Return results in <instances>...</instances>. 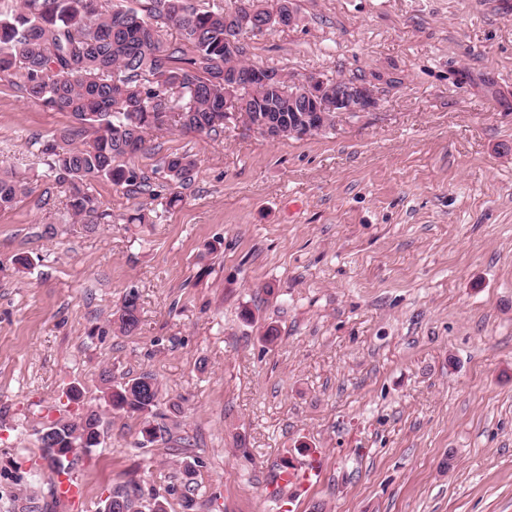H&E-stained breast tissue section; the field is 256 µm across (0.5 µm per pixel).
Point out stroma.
Returning a JSON list of instances; mask_svg holds the SVG:
<instances>
[{
	"mask_svg": "<svg viewBox=\"0 0 512 512\" xmlns=\"http://www.w3.org/2000/svg\"><path fill=\"white\" fill-rule=\"evenodd\" d=\"M291 3L241 60L359 80L376 107L301 139L150 133L132 163L155 195L96 183L92 231L35 148L70 116L0 82V166L28 189L0 212V512H99L132 481L183 512L193 459L192 512H512V0ZM183 153L198 168L167 210L158 168ZM106 371L156 378L169 441L112 412ZM89 408L104 441L62 503L39 432ZM310 459L290 505L276 476ZM116 314L119 329L129 335L134 333L139 326L138 296L135 293L127 294ZM197 463L195 460L192 462H186L184 468L182 470V481L180 493L183 499L184 508L186 510L193 509L194 499L189 495L194 496L195 492L198 490V482L196 480L197 476Z\"/></svg>",
	"mask_w": 512,
	"mask_h": 512,
	"instance_id": "35a3bbf8",
	"label": "stroma"
}]
</instances>
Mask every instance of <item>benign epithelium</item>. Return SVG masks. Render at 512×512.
<instances>
[{
    "label": "benign epithelium",
    "mask_w": 512,
    "mask_h": 512,
    "mask_svg": "<svg viewBox=\"0 0 512 512\" xmlns=\"http://www.w3.org/2000/svg\"><path fill=\"white\" fill-rule=\"evenodd\" d=\"M376 105L372 91L364 84L330 83L314 76L288 83V126L282 125L281 117L260 119V130L270 138L278 137L283 129L305 137L327 128L326 113L340 117L366 112Z\"/></svg>",
    "instance_id": "1"
}]
</instances>
